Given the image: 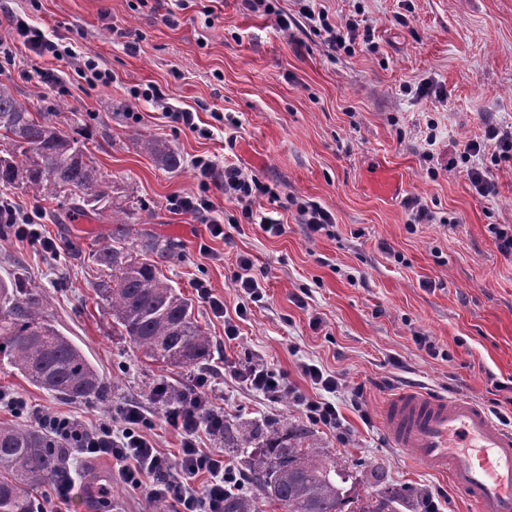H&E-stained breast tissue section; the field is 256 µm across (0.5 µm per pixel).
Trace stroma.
<instances>
[{"instance_id":"1","label":"stroma","mask_w":512,"mask_h":512,"mask_svg":"<svg viewBox=\"0 0 512 512\" xmlns=\"http://www.w3.org/2000/svg\"><path fill=\"white\" fill-rule=\"evenodd\" d=\"M318 2L330 23L357 16L372 45L359 40L351 52L330 53L293 0H270V15L243 0H185L173 26L163 20L173 0H0V40L10 41L8 19L17 16L77 52L53 64L16 48L14 63L0 66V84L78 140L126 208L131 234L175 244L163 272L213 341L202 369L150 361L113 334L95 292L92 253L111 236V217L70 216L28 185L0 187V198L19 215H36L38 232L55 244L47 252L1 234L0 278L28 276L51 323L108 384L103 397L75 402L32 386L2 359L0 422L27 425L43 412L117 431L119 408L137 403L151 417L152 442L170 452L178 438L155 389L203 374L229 428L302 433L305 445L348 470L352 497L370 493L363 476L377 470L388 487L423 490L439 512H475L446 477L391 443L382 417L394 395L417 388L471 398L512 421V254L495 235L512 228V159L483 157L497 184L483 197L458 149L489 128L512 130V0ZM280 13L290 17L288 29L278 26ZM85 54L111 73L109 86L78 77ZM59 79L68 94H57ZM421 85L426 95H417ZM149 88L161 103L140 99ZM170 108L196 113L197 132L167 117ZM145 136L167 144L178 167L145 153ZM198 159L237 165L270 186L277 200L262 213L284 233L264 232L216 186L209 217L175 210L173 198L200 190ZM378 173L393 175L400 193L377 192ZM409 199L430 221L410 223ZM306 202L332 214L330 232L301 224L297 206ZM210 217L224 223V237L210 235ZM242 255L253 262L259 299L236 286ZM199 282L223 301L224 317L200 297ZM228 320L238 332L232 341ZM253 363L286 375L290 393L266 396L233 377V368ZM307 364L338 379V428L313 424L295 399L323 395L304 375ZM12 397L25 410H12ZM69 468L78 475L70 512H175L118 481L100 510L89 477H111L112 463L73 458Z\"/></svg>"}]
</instances>
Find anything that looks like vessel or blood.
<instances>
[{"mask_svg": "<svg viewBox=\"0 0 512 512\" xmlns=\"http://www.w3.org/2000/svg\"><path fill=\"white\" fill-rule=\"evenodd\" d=\"M391 441L447 476L478 512H512V430L473 401L418 390L396 394L386 412Z\"/></svg>", "mask_w": 512, "mask_h": 512, "instance_id": "vessel-or-blood-1", "label": "vessel or blood"}]
</instances>
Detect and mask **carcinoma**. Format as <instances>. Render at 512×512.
Here are the masks:
<instances>
[{
    "instance_id": "carcinoma-1",
    "label": "carcinoma",
    "mask_w": 512,
    "mask_h": 512,
    "mask_svg": "<svg viewBox=\"0 0 512 512\" xmlns=\"http://www.w3.org/2000/svg\"><path fill=\"white\" fill-rule=\"evenodd\" d=\"M0 186L24 183L67 202L66 213L124 212L110 200L109 185L77 139L36 116L0 85ZM143 148L161 165L179 161L164 142L145 136ZM174 256L168 242L143 233L131 238L124 224L93 255L101 266L98 297L112 328L154 360L172 365L209 359L212 340L199 325L192 302L170 283L161 266ZM33 386L72 400L101 397L107 384L71 340L50 323L41 293L22 278L0 279V358ZM250 456L246 478L281 512H388L400 493L388 488L352 509L344 473L302 435L264 439ZM65 441L43 427L0 423V512H36L37 496L68 467ZM224 512H257L254 501L224 498Z\"/></svg>"
}]
</instances>
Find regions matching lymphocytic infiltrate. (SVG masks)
Instances as JSON below:
<instances>
[{"mask_svg": "<svg viewBox=\"0 0 512 512\" xmlns=\"http://www.w3.org/2000/svg\"><path fill=\"white\" fill-rule=\"evenodd\" d=\"M298 2L300 17L310 28L324 33L331 52L350 49L357 20L350 18L336 26L317 8L316 0ZM197 167L202 180L217 183L225 198L240 205L245 216H252L256 201L270 192L267 185L236 165L220 171L212 161L201 160ZM118 417L123 428L117 433L108 425L89 429L74 419L42 413L37 414L36 423L68 440L78 458L109 459L120 482L134 490L146 489L151 499L172 501L178 512H224L225 496L242 489L240 475L225 464L223 456L204 452L197 444L201 433H218L224 428V411L214 405L206 377L194 382L190 397L164 407V420L179 438L177 455L160 451L147 438L150 418L141 406L126 405Z\"/></svg>", "mask_w": 512, "mask_h": 512, "instance_id": "lymphocytic-infiltrate-1", "label": "lymphocytic infiltrate"}]
</instances>
